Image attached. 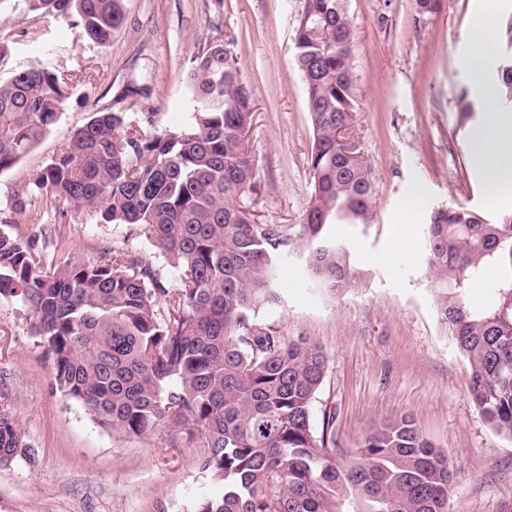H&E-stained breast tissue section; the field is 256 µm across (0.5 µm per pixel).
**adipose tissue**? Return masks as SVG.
Masks as SVG:
<instances>
[{
	"instance_id": "obj_1",
	"label": "adipose tissue",
	"mask_w": 512,
	"mask_h": 512,
	"mask_svg": "<svg viewBox=\"0 0 512 512\" xmlns=\"http://www.w3.org/2000/svg\"><path fill=\"white\" fill-rule=\"evenodd\" d=\"M499 2L482 0L477 24L464 50L484 108V120L470 139L469 151L494 199L512 191V111L502 105L497 84L488 75L487 48L496 36Z\"/></svg>"
}]
</instances>
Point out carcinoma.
I'll use <instances>...</instances> for the list:
<instances>
[{
    "instance_id": "carcinoma-1",
    "label": "carcinoma",
    "mask_w": 512,
    "mask_h": 512,
    "mask_svg": "<svg viewBox=\"0 0 512 512\" xmlns=\"http://www.w3.org/2000/svg\"><path fill=\"white\" fill-rule=\"evenodd\" d=\"M33 11L75 19L106 45L123 0H29ZM217 35L189 60L184 123L135 119L117 97L72 132L58 156L0 208V295L20 303L54 365V380L102 427L141 437L169 425L199 436L202 472L224 496L198 512H449L452 472L410 415L369 429L350 451L336 445V411L312 412L327 371L320 346L290 340L258 319L281 301L276 255L307 249L318 290L336 297L358 276L332 224H367L374 186L340 128L358 109L345 0H306L295 65L313 128V192L296 237L251 210L258 183L246 137L254 105L232 51ZM70 77L41 65L0 80V171L12 168L56 122ZM512 101V61L496 70ZM43 199L42 209H29ZM85 212L97 224L139 228L178 280L137 251L104 247L90 262L55 259L49 212ZM18 224L31 225L21 236ZM427 265L439 323L471 368L469 394L484 421L512 440V211L489 219L463 205L431 213ZM494 267L488 300L468 301ZM0 394V462L27 455Z\"/></svg>"
}]
</instances>
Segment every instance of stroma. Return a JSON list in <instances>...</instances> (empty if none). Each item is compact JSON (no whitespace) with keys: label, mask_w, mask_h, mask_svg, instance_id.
Wrapping results in <instances>:
<instances>
[{"label":"stroma","mask_w":512,"mask_h":512,"mask_svg":"<svg viewBox=\"0 0 512 512\" xmlns=\"http://www.w3.org/2000/svg\"><path fill=\"white\" fill-rule=\"evenodd\" d=\"M479 0H348L359 109L353 135L371 170V221L336 224L359 283L331 298L317 290L303 245L282 248L283 301L259 311L283 336L308 337L328 358L316 410L336 412V438L354 448L374 425L403 414L448 453L453 512H512V440L496 434L469 396L470 365L439 324L424 254L434 208L462 204L493 217L512 197L485 195L468 151L474 123L456 102L471 88L460 51ZM306 0H124L125 19L105 46L87 42L72 18L0 0V79L39 63L70 75L56 123L14 167L0 171V207L26 176L56 156L92 112L127 87L129 112L159 125L186 118L183 74L220 20L254 95L249 154L260 185L253 209L283 235L309 208L313 144L305 87L294 65V29ZM425 201L411 226L402 208L413 187ZM60 253L90 261L102 247L153 259L145 235L126 224L56 216ZM0 388L25 434L26 457L0 463V512H195L223 495L200 470L201 441L173 442L169 427L125 437L101 427L59 391L53 362L17 301L0 296Z\"/></svg>","instance_id":"stroma-1"}]
</instances>
